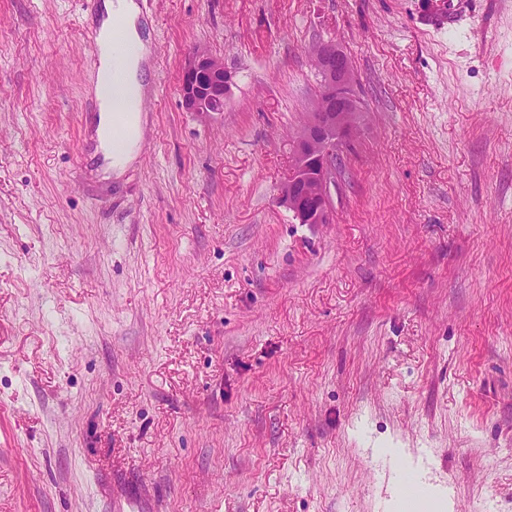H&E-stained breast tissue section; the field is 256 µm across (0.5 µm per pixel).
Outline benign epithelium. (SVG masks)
<instances>
[{
  "instance_id": "benign-epithelium-1",
  "label": "benign epithelium",
  "mask_w": 512,
  "mask_h": 512,
  "mask_svg": "<svg viewBox=\"0 0 512 512\" xmlns=\"http://www.w3.org/2000/svg\"><path fill=\"white\" fill-rule=\"evenodd\" d=\"M314 62L323 79L322 90L296 137L293 167L279 192L280 203L300 224L328 222L336 156L359 126L347 56L335 43L326 42L314 49ZM179 92L189 112L209 117L224 111L228 94L224 61L196 52L185 65Z\"/></svg>"
}]
</instances>
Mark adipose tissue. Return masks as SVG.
Instances as JSON below:
<instances>
[{"label":"adipose tissue","instance_id":"obj_1","mask_svg":"<svg viewBox=\"0 0 512 512\" xmlns=\"http://www.w3.org/2000/svg\"><path fill=\"white\" fill-rule=\"evenodd\" d=\"M120 19L126 39L136 46L135 55L126 57L122 68L129 81L142 84V61L145 57L146 45L143 40L141 11L137 0H103L102 16L98 29L97 41L100 47V73H107L110 66L109 28L113 19Z\"/></svg>","mask_w":512,"mask_h":512}]
</instances>
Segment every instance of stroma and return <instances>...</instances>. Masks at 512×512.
<instances>
[{
	"label": "stroma",
	"mask_w": 512,
	"mask_h": 512,
	"mask_svg": "<svg viewBox=\"0 0 512 512\" xmlns=\"http://www.w3.org/2000/svg\"><path fill=\"white\" fill-rule=\"evenodd\" d=\"M136 162L81 185L82 0H0V512H512V0H137ZM348 56L363 114L326 224L278 201ZM221 114L185 111L194 48ZM449 1V0H448ZM447 0H423L421 12L424 25L436 30H443L454 22L456 9ZM449 3V8H448ZM179 92L188 112L208 117L223 112L228 94L223 59L196 52L185 65ZM426 505L433 512H454L453 492L441 485L428 484L425 494ZM153 495L148 487L144 488L138 495H128L113 492L112 506L113 512H151L155 510Z\"/></svg>",
	"instance_id": "obj_1"
}]
</instances>
